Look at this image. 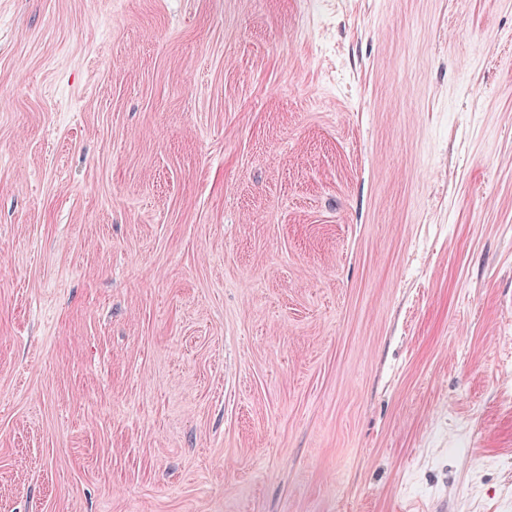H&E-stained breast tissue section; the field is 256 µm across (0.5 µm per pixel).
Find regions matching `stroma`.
Segmentation results:
<instances>
[{"label":"stroma","instance_id":"stroma-1","mask_svg":"<svg viewBox=\"0 0 512 512\" xmlns=\"http://www.w3.org/2000/svg\"><path fill=\"white\" fill-rule=\"evenodd\" d=\"M0 512H512V0H0Z\"/></svg>","mask_w":512,"mask_h":512}]
</instances>
